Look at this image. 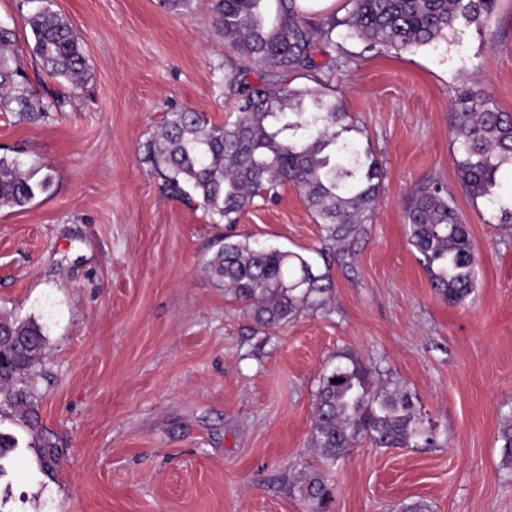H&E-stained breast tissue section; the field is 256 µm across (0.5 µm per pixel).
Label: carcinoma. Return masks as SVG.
Here are the masks:
<instances>
[{"label":"carcinoma","instance_id":"1","mask_svg":"<svg viewBox=\"0 0 512 512\" xmlns=\"http://www.w3.org/2000/svg\"><path fill=\"white\" fill-rule=\"evenodd\" d=\"M25 18L34 44L35 68L68 84L45 102L23 88L26 74L15 52V29L0 21V112L35 121L61 110L88 81L83 41L54 0H35ZM346 15L321 23L301 15L296 0H213V27L238 54L225 78V97L235 116L222 125L188 110L170 112L159 130L142 145L143 162L174 196H196L204 212L237 224L256 201L273 203L291 183L333 242L360 234L379 203L381 167L361 155L350 138L359 132L342 100L315 85L321 68L315 46L332 43L339 27L369 48L397 51L445 40L460 26L489 25L496 0H347ZM262 71L253 81V67ZM304 78L311 84L291 85ZM450 131L461 158L458 181L471 199L499 206V221L512 223V207L501 205L497 175L512 165V120L487 93L467 84L453 100ZM17 156L0 154V209L24 208L46 192L52 175ZM412 246L432 287L451 305L467 303L475 287L476 259L466 225L454 201L439 183L424 179L404 204ZM215 281L245 304L254 321L266 328L288 322L299 302L326 290V274H317L301 256L248 242L228 241L207 262ZM6 337L0 340V408L12 410L22 426L37 432L40 399L32 372L44 346L41 328L0 316ZM378 448L410 444L435 446L438 435L425 425L410 395L368 388L356 363L337 365L323 379L312 447L334 460L358 437ZM61 449L39 446L43 472L54 470ZM312 512H326L332 488L314 474L298 486Z\"/></svg>","mask_w":512,"mask_h":512}]
</instances>
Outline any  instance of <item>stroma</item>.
<instances>
[{
	"label": "stroma",
	"mask_w": 512,
	"mask_h": 512,
	"mask_svg": "<svg viewBox=\"0 0 512 512\" xmlns=\"http://www.w3.org/2000/svg\"><path fill=\"white\" fill-rule=\"evenodd\" d=\"M80 33L90 79L73 107L36 122L0 112V154L49 169L50 189L0 210V315L36 321L41 433L63 448L54 476L12 414L19 446L0 466V512H310L300 482L321 473L329 512H512L498 435L512 415V224L464 195L448 129L457 87L476 80L512 114V0L490 27L411 51L370 50L336 28L317 77L357 119L352 139L382 167L379 204L353 239L328 244L299 189L225 229L170 198L139 147L167 113L228 118L237 55L210 0L179 15L160 0H55ZM30 0H0L35 92ZM453 196L477 258L467 304L438 296L408 242L402 203L423 178ZM235 240L327 274L288 323L263 328L209 276ZM357 360L374 386L407 390L444 437L433 448L355 442L327 462L310 446L324 376Z\"/></svg>",
	"instance_id": "35a3bbf8"
}]
</instances>
